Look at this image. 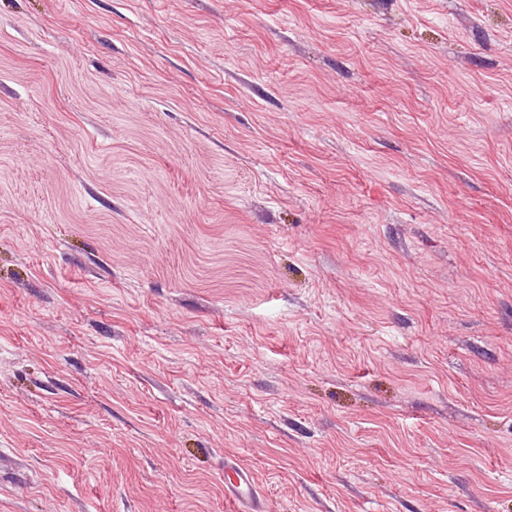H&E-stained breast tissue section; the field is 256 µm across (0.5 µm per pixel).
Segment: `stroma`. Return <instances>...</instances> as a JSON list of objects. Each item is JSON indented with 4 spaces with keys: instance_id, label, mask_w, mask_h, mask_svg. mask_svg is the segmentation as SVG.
Segmentation results:
<instances>
[{
    "instance_id": "35a3bbf8",
    "label": "stroma",
    "mask_w": 512,
    "mask_h": 512,
    "mask_svg": "<svg viewBox=\"0 0 512 512\" xmlns=\"http://www.w3.org/2000/svg\"><path fill=\"white\" fill-rule=\"evenodd\" d=\"M512 512V0H0V512ZM224 495L235 505L236 512H264L255 475L233 461H224Z\"/></svg>"
}]
</instances>
